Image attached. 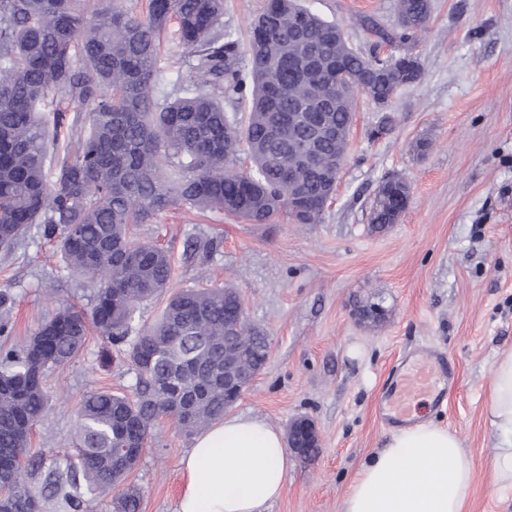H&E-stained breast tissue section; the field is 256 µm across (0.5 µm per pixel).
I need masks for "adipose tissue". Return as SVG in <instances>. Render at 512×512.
Returning <instances> with one entry per match:
<instances>
[{"label": "adipose tissue", "instance_id": "adipose-tissue-1", "mask_svg": "<svg viewBox=\"0 0 512 512\" xmlns=\"http://www.w3.org/2000/svg\"><path fill=\"white\" fill-rule=\"evenodd\" d=\"M489 414L495 487L512 490V351L495 360ZM181 464L175 512H263L282 492L288 450L275 427L234 415L203 430ZM472 485V460L456 432L432 421L407 424L363 463L342 512H464Z\"/></svg>", "mask_w": 512, "mask_h": 512}]
</instances>
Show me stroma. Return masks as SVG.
Returning a JSON list of instances; mask_svg holds the SVG:
<instances>
[{"label": "stroma", "mask_w": 512, "mask_h": 512, "mask_svg": "<svg viewBox=\"0 0 512 512\" xmlns=\"http://www.w3.org/2000/svg\"><path fill=\"white\" fill-rule=\"evenodd\" d=\"M338 23L350 44L370 53L366 18L390 27L397 0H302ZM413 47L420 80L399 91L388 135L371 137L378 112L359 104L336 194L317 224H246L219 211L173 206L136 228L167 248L168 294L209 281L234 288L249 323L271 353L232 414L287 430L316 425L315 457L289 455L281 497L267 512H341L362 464L391 428L377 402L405 364L431 351L456 363L443 405L416 397L411 415L455 431L473 462L464 512H512V494L493 485L496 433L489 418L495 359L512 349V0H432ZM431 143L417 154L421 139ZM398 175L411 199L396 224L376 232L370 212L379 182ZM216 248H207V241ZM198 242L186 255L189 242ZM0 289L14 298V339L23 341L62 304L90 308L94 290L61 265L51 244L30 232L14 253L0 252ZM375 303L380 321L352 310ZM133 375L116 349L90 334L84 352L48 386L51 407L30 448L45 465L71 452L73 409L98 386L128 392ZM194 442L172 422L154 430L126 483L142 512H174L184 485L181 460Z\"/></svg>", "instance_id": "35a3bbf8"}]
</instances>
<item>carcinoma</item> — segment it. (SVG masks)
I'll use <instances>...</instances> for the list:
<instances>
[{
    "label": "carcinoma",
    "mask_w": 512,
    "mask_h": 512,
    "mask_svg": "<svg viewBox=\"0 0 512 512\" xmlns=\"http://www.w3.org/2000/svg\"><path fill=\"white\" fill-rule=\"evenodd\" d=\"M431 0H399L390 30L364 22L396 54L345 56L346 74L392 59L410 60L425 30ZM224 0H148L146 10L102 0H0V250L14 251L32 227L56 245L63 267L97 286L91 311L60 306L20 344L9 342L12 295L0 290V512H44L47 497L31 487L43 460L27 454L33 426L50 408L44 379L85 349L89 331L126 346L131 394L86 391L75 410L74 457L48 468L45 487L68 512L111 496V512H140L139 493L122 487L156 425L172 421L187 433L224 416V360L265 361L263 339L245 318L235 319L237 294L225 287L187 288L171 296L160 317L135 332L136 310L159 297L171 278L167 250L132 237L176 203L220 210L248 224H294L316 217L300 204L324 200L321 180L288 151L309 146L315 166L336 176L346 154L350 111L334 96L330 67L345 36L342 27L298 0H267L248 29L246 44L224 38ZM175 23L196 57L177 74L172 94L159 98V36ZM314 47L317 67L306 78L290 57ZM248 56L247 71L237 66ZM396 90L386 81L369 100L385 107ZM71 107L45 110L46 99ZM315 100L323 127L290 125L300 101ZM245 114L239 115L240 108ZM67 150L53 174L50 152ZM245 152L250 166L237 164ZM409 184L391 178L377 190L371 223H395ZM239 328L250 350L224 348V324Z\"/></svg>",
    "instance_id": "obj_1"
}]
</instances>
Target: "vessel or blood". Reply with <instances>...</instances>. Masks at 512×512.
Wrapping results in <instances>:
<instances>
[{
  "mask_svg": "<svg viewBox=\"0 0 512 512\" xmlns=\"http://www.w3.org/2000/svg\"><path fill=\"white\" fill-rule=\"evenodd\" d=\"M446 366L442 358L427 357L414 361L402 373L400 388L391 395L388 403L378 408L380 418L389 423L405 421L414 398L432 394L435 376L445 374Z\"/></svg>",
  "mask_w": 512,
  "mask_h": 512,
  "instance_id": "1",
  "label": "vessel or blood"
}]
</instances>
